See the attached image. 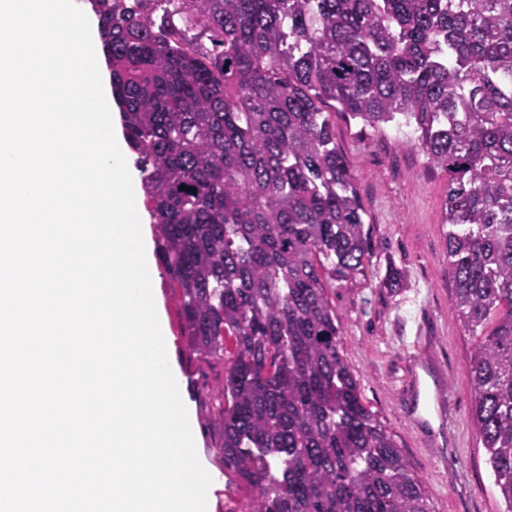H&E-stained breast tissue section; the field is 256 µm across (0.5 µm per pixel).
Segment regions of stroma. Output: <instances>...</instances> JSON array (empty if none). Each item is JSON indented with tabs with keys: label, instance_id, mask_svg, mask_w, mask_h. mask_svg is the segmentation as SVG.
Here are the masks:
<instances>
[{
	"label": "stroma",
	"instance_id": "stroma-1",
	"mask_svg": "<svg viewBox=\"0 0 512 512\" xmlns=\"http://www.w3.org/2000/svg\"><path fill=\"white\" fill-rule=\"evenodd\" d=\"M336 146L351 169L372 236L367 279L333 284L330 292L342 320L344 357L363 401L394 434L434 512H501L471 414L470 339L451 305L442 227L447 178L428 167L404 127L378 132L340 116ZM392 268L401 274L399 287H379ZM154 288L166 322V351L192 407L198 457L214 475L213 510L244 512L246 493L224 474L221 436L211 422V396L224 385V368L188 360L166 274Z\"/></svg>",
	"mask_w": 512,
	"mask_h": 512
}]
</instances>
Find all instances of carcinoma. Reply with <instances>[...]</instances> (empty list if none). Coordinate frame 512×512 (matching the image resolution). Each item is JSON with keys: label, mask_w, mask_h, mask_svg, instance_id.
Instances as JSON below:
<instances>
[{"label": "carcinoma", "mask_w": 512, "mask_h": 512, "mask_svg": "<svg viewBox=\"0 0 512 512\" xmlns=\"http://www.w3.org/2000/svg\"><path fill=\"white\" fill-rule=\"evenodd\" d=\"M91 3L186 348L224 365L248 512H432L341 354L328 289L366 277L370 227L338 113L411 129L448 177L472 418L512 512V0Z\"/></svg>", "instance_id": "obj_1"}]
</instances>
